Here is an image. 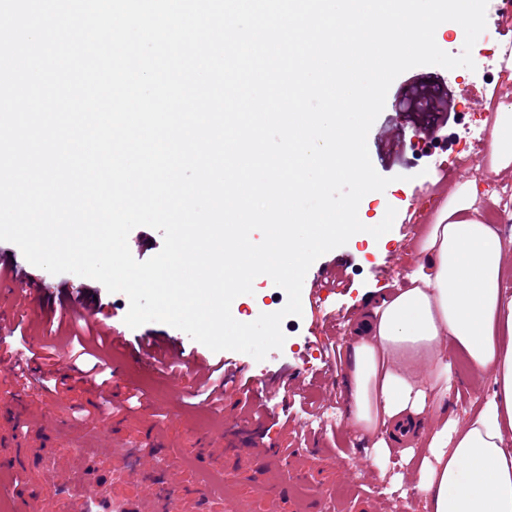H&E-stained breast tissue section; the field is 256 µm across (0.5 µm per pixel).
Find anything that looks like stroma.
<instances>
[{"instance_id":"obj_1","label":"stroma","mask_w":512,"mask_h":512,"mask_svg":"<svg viewBox=\"0 0 512 512\" xmlns=\"http://www.w3.org/2000/svg\"><path fill=\"white\" fill-rule=\"evenodd\" d=\"M499 9V0H488L486 29L472 49L475 69L418 66L394 80L367 138L373 167L391 183L385 191L365 195L358 208L365 224L380 223L387 209L395 208L391 230L377 239L350 238L312 264L307 279H314L324 266L342 263L349 282L339 288L323 281L316 296L302 294V314L286 317L281 349L269 352L262 361L241 352H219V359L237 362L251 378L248 392L229 389L222 413L191 405V387L174 386L169 370L148 371L134 362L112 379L121 390L120 398L104 402L72 370L70 346L63 341L56 346L52 369L64 378L65 389L55 394L33 384L22 409L16 411L12 408L13 372L9 365L0 364V435L7 437L0 442V458L16 455L21 459L19 468L0 477V512L18 507L19 488L39 492L52 465L69 458L84 480L118 495L140 496L144 485L120 481L121 466L109 449L115 443H137L152 431L165 438L164 447L155 451L160 467L180 468L192 512H226L224 489L228 486L235 496L252 498L256 512H426L405 477L406 466L375 467L366 476L352 473L357 459L371 458V445L359 440L356 429L346 424L349 399L342 379L330 384L326 376L329 370H342L352 326L367 302L407 284L414 269L409 254L425 225L435 222L438 201L450 189L473 182L487 192L493 187L481 177L484 165L478 162L477 151L490 139L497 113L512 108V69L491 76L485 70L494 47L512 43V25L501 21ZM436 79L446 84L449 93L447 125L433 138L408 137L398 156L380 159V142L401 120L399 99L417 82ZM26 271L41 288L13 312L12 319L21 323L24 336L35 331L46 336L53 330L62 337L69 335V320L61 313V304L68 298L93 300L100 319L120 328L133 351L149 338L180 334L179 329L158 322L126 327L127 296L108 292L96 280L72 273L53 275L32 265ZM253 288V294L238 297L232 305L237 321L252 322L286 303L284 290L268 276H258ZM283 373L288 376L287 388L264 389V379ZM453 377L448 399L458 417H466L493 392L492 375H485L475 389L469 386L467 370H454ZM138 387L145 398L142 407L131 413L126 398ZM245 408L261 414L259 428H245V435L261 431L274 453L257 448L203 458L201 444L216 437L223 413ZM330 409L336 413L332 423L324 419ZM281 466L291 477L272 485L271 477ZM385 475L400 478L406 499L386 501L375 493V485Z\"/></svg>"}]
</instances>
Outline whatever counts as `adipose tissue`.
<instances>
[{"mask_svg": "<svg viewBox=\"0 0 512 512\" xmlns=\"http://www.w3.org/2000/svg\"><path fill=\"white\" fill-rule=\"evenodd\" d=\"M477 201L473 186L446 198L409 286L367 304L345 354L351 421L374 437L376 455L388 456V439L413 438L438 420L413 486L429 512H512V297L502 291L511 264L497 226L477 218ZM451 344L473 377L494 382L463 421L448 409Z\"/></svg>", "mask_w": 512, "mask_h": 512, "instance_id": "1", "label": "adipose tissue"}]
</instances>
